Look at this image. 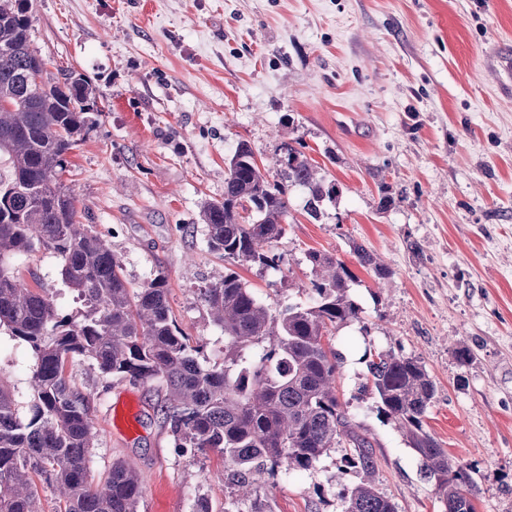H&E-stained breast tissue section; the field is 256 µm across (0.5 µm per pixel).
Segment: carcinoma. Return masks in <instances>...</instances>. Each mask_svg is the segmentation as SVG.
Returning a JSON list of instances; mask_svg holds the SVG:
<instances>
[{
    "instance_id": "obj_1",
    "label": "carcinoma",
    "mask_w": 512,
    "mask_h": 512,
    "mask_svg": "<svg viewBox=\"0 0 512 512\" xmlns=\"http://www.w3.org/2000/svg\"><path fill=\"white\" fill-rule=\"evenodd\" d=\"M31 0H0V328L34 355L28 413L20 417L0 379V512H38L41 478L58 492L60 512H138L142 486L122 462L95 483L90 475L96 431L90 395L72 366L85 361L115 380L165 381L163 413L176 447L218 454L230 495L224 512H272L257 494L263 476L308 471L331 450L345 449L338 472L360 477L343 512H398L370 479L374 444L349 413L336 386L341 357L326 343L333 331L361 321L351 294L355 275L340 259L305 253L316 296L276 314L258 301L233 269L198 289L214 325L224 332V366L202 365L178 325L163 273L137 288L121 257L90 224L78 220L62 181L66 155L83 141L97 97L80 74L48 76L33 47ZM279 170L261 168L251 146L237 145L224 174V199L201 210L212 251L232 265L278 269L274 244L286 231L290 190H307L306 212L339 192L304 152L282 147ZM56 254L59 275L79 307L64 311L14 260L37 250ZM360 266L383 279L387 267L353 243ZM364 388L379 417L402 434L434 481L444 512H475L470 467L452 461L427 428L436 384L416 357L384 350L367 361Z\"/></svg>"
}]
</instances>
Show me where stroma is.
Instances as JSON below:
<instances>
[{
	"label": "stroma",
	"instance_id": "35a3bbf8",
	"mask_svg": "<svg viewBox=\"0 0 512 512\" xmlns=\"http://www.w3.org/2000/svg\"><path fill=\"white\" fill-rule=\"evenodd\" d=\"M44 57L83 75L99 116L68 156L67 183L140 286L165 273L171 310L206 366L224 334L197 299L223 274L201 220L224 197L238 142L273 169L281 147L304 152L339 187L319 218L293 188L279 269L238 272L278 312L312 298L307 250L356 277L362 322L336 330L341 399L374 442L377 489L398 512H442L433 482L400 432L381 421L363 384L365 351L418 357L437 385L427 425L471 467L476 512H512V0H32ZM389 269L377 279L352 244ZM65 310L76 308L59 259L22 257ZM474 350L460 366L454 351ZM29 350L0 330V379L26 409ZM92 397L95 476L123 461L140 477L139 512H222L229 490L214 455H183L159 411L163 382L73 368ZM139 408L125 435L110 421ZM340 450L288 482L264 480L273 512H341L354 475Z\"/></svg>",
	"mask_w": 512,
	"mask_h": 512
}]
</instances>
